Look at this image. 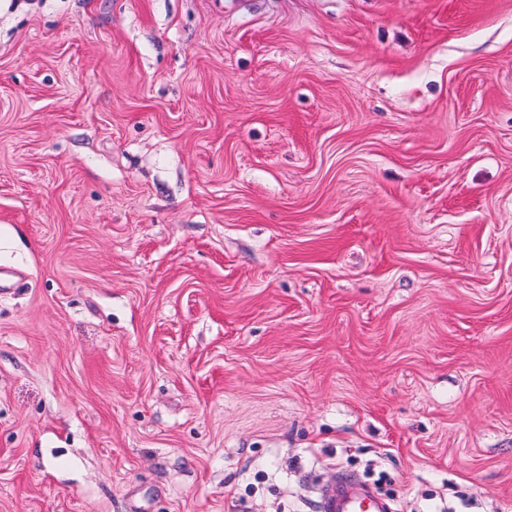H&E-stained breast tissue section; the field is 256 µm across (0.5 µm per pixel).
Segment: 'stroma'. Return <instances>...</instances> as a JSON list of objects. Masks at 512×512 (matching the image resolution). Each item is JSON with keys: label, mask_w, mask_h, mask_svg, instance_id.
Here are the masks:
<instances>
[{"label": "stroma", "mask_w": 512, "mask_h": 512, "mask_svg": "<svg viewBox=\"0 0 512 512\" xmlns=\"http://www.w3.org/2000/svg\"><path fill=\"white\" fill-rule=\"evenodd\" d=\"M0 512H512V0H0ZM345 487L326 492L322 501L323 512H391L393 508L379 501L360 484L344 481Z\"/></svg>", "instance_id": "stroma-1"}]
</instances>
